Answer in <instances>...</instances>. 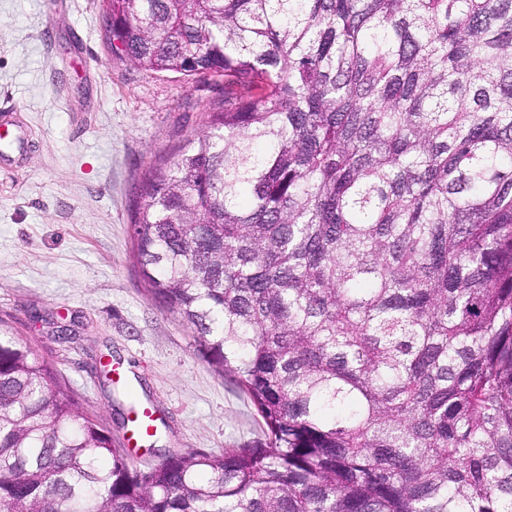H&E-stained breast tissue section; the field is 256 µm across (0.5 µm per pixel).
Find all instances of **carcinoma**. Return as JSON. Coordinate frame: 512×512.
<instances>
[{
	"instance_id": "cac0c4a2",
	"label": "carcinoma",
	"mask_w": 512,
	"mask_h": 512,
	"mask_svg": "<svg viewBox=\"0 0 512 512\" xmlns=\"http://www.w3.org/2000/svg\"><path fill=\"white\" fill-rule=\"evenodd\" d=\"M224 78L132 216L264 446L133 467L0 319V512H512V0H103Z\"/></svg>"
}]
</instances>
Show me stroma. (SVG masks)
I'll return each mask as SVG.
<instances>
[{
    "mask_svg": "<svg viewBox=\"0 0 512 512\" xmlns=\"http://www.w3.org/2000/svg\"><path fill=\"white\" fill-rule=\"evenodd\" d=\"M102 5L0 0V104L32 130L28 152L0 168V318L116 445L131 401L155 409L157 451L130 452L137 468L171 452L266 443L254 406L147 292L131 258L143 173L173 163L223 111L224 81L155 74L116 56ZM61 324L71 328L65 342ZM109 363L126 384L111 383Z\"/></svg>",
    "mask_w": 512,
    "mask_h": 512,
    "instance_id": "1",
    "label": "stroma"
}]
</instances>
